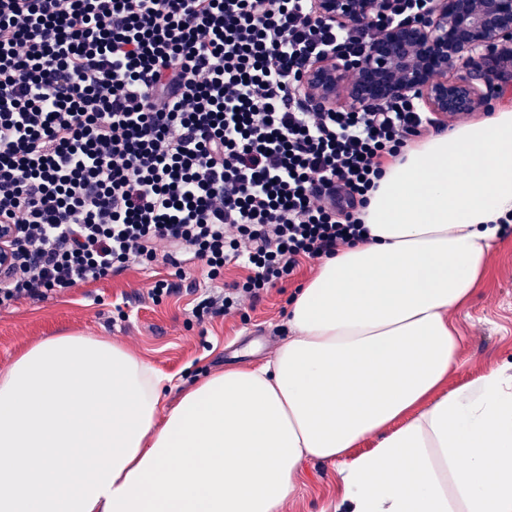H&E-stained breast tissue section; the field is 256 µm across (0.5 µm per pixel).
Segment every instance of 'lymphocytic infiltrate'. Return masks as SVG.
<instances>
[{"mask_svg": "<svg viewBox=\"0 0 512 512\" xmlns=\"http://www.w3.org/2000/svg\"><path fill=\"white\" fill-rule=\"evenodd\" d=\"M430 2L352 27L316 0H0V306L190 259L195 317H225L362 241L384 164L446 124L413 97L314 111L301 70Z\"/></svg>", "mask_w": 512, "mask_h": 512, "instance_id": "lymphocytic-infiltrate-1", "label": "lymphocytic infiltrate"}]
</instances>
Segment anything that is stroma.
I'll return each instance as SVG.
<instances>
[{
	"mask_svg": "<svg viewBox=\"0 0 512 512\" xmlns=\"http://www.w3.org/2000/svg\"><path fill=\"white\" fill-rule=\"evenodd\" d=\"M315 261L269 291L245 316L197 321L196 300L210 282L198 265L173 275L164 265L131 267L98 282L80 285L42 301L22 299L0 307V369L24 347L63 331L106 336L174 376L164 407L175 404L181 388L207 374L268 360L289 336L288 301L311 277ZM166 278L175 292L162 303L149 293ZM460 337L459 362L449 388L471 382L487 369L512 361V231L493 251L487 273L468 304L452 312ZM337 492L336 468L307 460L294 495L282 512H323Z\"/></svg>",
	"mask_w": 512,
	"mask_h": 512,
	"instance_id": "35a3bbf8",
	"label": "stroma"
}]
</instances>
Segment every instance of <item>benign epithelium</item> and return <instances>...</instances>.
<instances>
[{
  "mask_svg": "<svg viewBox=\"0 0 512 512\" xmlns=\"http://www.w3.org/2000/svg\"><path fill=\"white\" fill-rule=\"evenodd\" d=\"M396 0H317L320 17L361 24L387 14ZM512 47V0H432L423 15L399 23L374 40L358 62L319 60L305 72L306 92L317 109L345 100L370 109L391 98H418L453 121L500 97L481 62ZM15 224L0 225V271L12 261Z\"/></svg>",
  "mask_w": 512,
  "mask_h": 512,
  "instance_id": "benign-epithelium-1",
  "label": "benign epithelium"
}]
</instances>
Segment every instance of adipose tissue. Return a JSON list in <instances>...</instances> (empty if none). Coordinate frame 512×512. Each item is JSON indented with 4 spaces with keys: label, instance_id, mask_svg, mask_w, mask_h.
Wrapping results in <instances>:
<instances>
[{
    "label": "adipose tissue",
    "instance_id": "ef3b65f1",
    "mask_svg": "<svg viewBox=\"0 0 512 512\" xmlns=\"http://www.w3.org/2000/svg\"><path fill=\"white\" fill-rule=\"evenodd\" d=\"M508 213L501 106L385 165L366 241L320 261L265 363L165 411L167 376L119 341H37L0 370V512H281L308 459L336 467L324 512H512V372L439 392L459 350L449 314Z\"/></svg>",
    "mask_w": 512,
    "mask_h": 512
}]
</instances>
